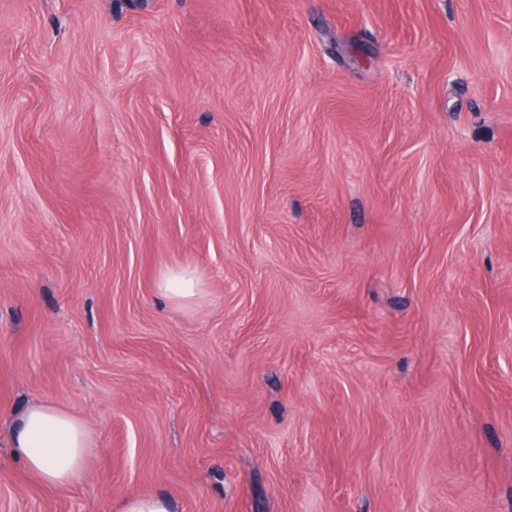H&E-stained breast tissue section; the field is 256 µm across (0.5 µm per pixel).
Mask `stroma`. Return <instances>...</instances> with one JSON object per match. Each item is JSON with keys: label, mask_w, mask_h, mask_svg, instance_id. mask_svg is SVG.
Listing matches in <instances>:
<instances>
[{"label": "stroma", "mask_w": 512, "mask_h": 512, "mask_svg": "<svg viewBox=\"0 0 512 512\" xmlns=\"http://www.w3.org/2000/svg\"><path fill=\"white\" fill-rule=\"evenodd\" d=\"M133 493L512 512V0H0V512ZM158 292L175 306L190 305L203 294L194 271L188 267L165 266L157 281ZM12 446L32 479L44 487L62 488L81 480L94 440L80 418L42 402L24 412L12 434Z\"/></svg>", "instance_id": "35a3bbf8"}]
</instances>
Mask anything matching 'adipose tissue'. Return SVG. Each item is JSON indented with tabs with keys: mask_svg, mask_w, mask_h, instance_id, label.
I'll return each instance as SVG.
<instances>
[{
	"mask_svg": "<svg viewBox=\"0 0 512 512\" xmlns=\"http://www.w3.org/2000/svg\"><path fill=\"white\" fill-rule=\"evenodd\" d=\"M158 292L171 304L197 301L203 288L187 267H163ZM12 446L28 475L48 488L71 486L81 480L94 448L86 424L66 409L49 403L31 405L12 434Z\"/></svg>",
	"mask_w": 512,
	"mask_h": 512,
	"instance_id": "obj_1",
	"label": "adipose tissue"
}]
</instances>
